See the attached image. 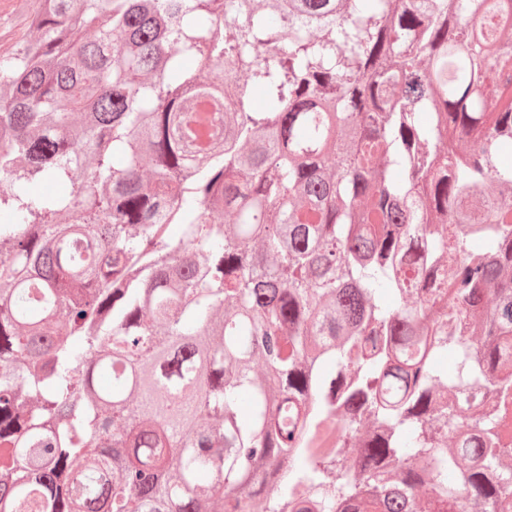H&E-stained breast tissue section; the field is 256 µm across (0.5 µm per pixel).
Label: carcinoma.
Instances as JSON below:
<instances>
[{"label": "carcinoma", "instance_id": "obj_1", "mask_svg": "<svg viewBox=\"0 0 512 512\" xmlns=\"http://www.w3.org/2000/svg\"><path fill=\"white\" fill-rule=\"evenodd\" d=\"M27 26L0 512H512V0H35ZM311 410L344 414L336 455L302 453Z\"/></svg>", "mask_w": 512, "mask_h": 512}]
</instances>
